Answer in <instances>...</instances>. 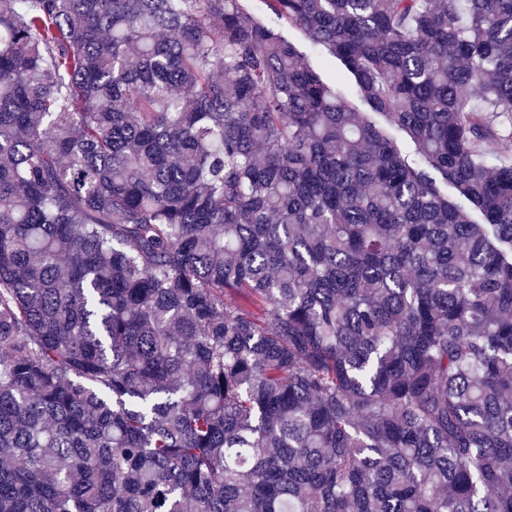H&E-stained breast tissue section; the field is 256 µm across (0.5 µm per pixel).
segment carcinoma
Instances as JSON below:
<instances>
[{"instance_id": "obj_1", "label": "carcinoma", "mask_w": 512, "mask_h": 512, "mask_svg": "<svg viewBox=\"0 0 512 512\" xmlns=\"http://www.w3.org/2000/svg\"><path fill=\"white\" fill-rule=\"evenodd\" d=\"M263 3L414 161L244 0H0V512H512V0ZM281 25L283 33L288 40L298 46L300 50L307 55L311 64L319 69L325 77L336 80L342 78L340 88L353 100L358 110L360 112H366L367 117L372 122L387 132L400 151L405 154L409 160L412 159L414 157L413 147L406 135L397 128L390 126L382 115L372 113L366 105L353 96V84L347 78L343 77L344 71L341 63L338 60H332L320 49L315 48L309 41L308 36L301 29L290 27L285 22H282Z\"/></svg>"}]
</instances>
